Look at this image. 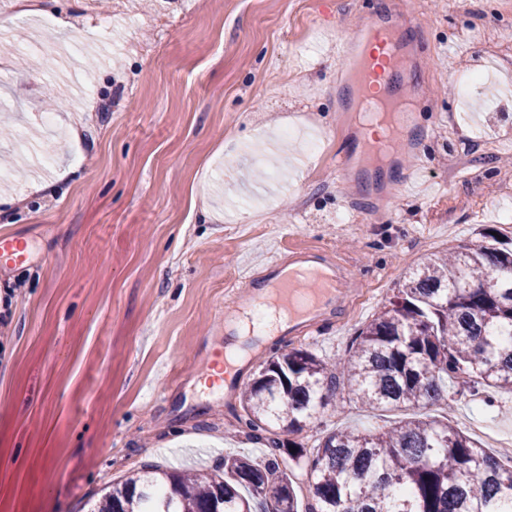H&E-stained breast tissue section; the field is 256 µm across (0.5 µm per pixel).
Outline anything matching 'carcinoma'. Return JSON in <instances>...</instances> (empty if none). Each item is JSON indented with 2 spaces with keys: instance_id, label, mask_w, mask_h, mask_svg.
I'll list each match as a JSON object with an SVG mask.
<instances>
[{
  "instance_id": "obj_1",
  "label": "carcinoma",
  "mask_w": 512,
  "mask_h": 512,
  "mask_svg": "<svg viewBox=\"0 0 512 512\" xmlns=\"http://www.w3.org/2000/svg\"><path fill=\"white\" fill-rule=\"evenodd\" d=\"M482 244L423 259L334 362L276 349L241 396V423L262 439L317 419L336 374L368 409H424L451 394L512 392V249ZM263 465L224 457V474L146 471L112 488L93 512H301L278 455L303 465L307 512H512V465L463 430L409 417L385 430L336 428L307 446L268 438Z\"/></svg>"
}]
</instances>
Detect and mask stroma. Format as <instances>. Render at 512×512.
<instances>
[{
  "mask_svg": "<svg viewBox=\"0 0 512 512\" xmlns=\"http://www.w3.org/2000/svg\"><path fill=\"white\" fill-rule=\"evenodd\" d=\"M0 9V234H26L30 261L0 267V512H92L112 480L160 466L220 473L228 453L263 462L267 440L240 423L241 393L272 348L334 360L429 254L512 239L499 207L512 193V103L487 112L512 78V0H20ZM409 11L411 122L376 175L354 153L362 127L348 79L366 18ZM66 26H59V19ZM351 52L338 57L337 33ZM501 53L490 89L460 86L485 51ZM88 101L72 137L75 107ZM52 124H43V113ZM295 125L296 137L281 135ZM475 132L471 172L448 176L455 129ZM322 154L307 149L310 137ZM353 153L336 176L337 155ZM426 158L414 195L393 185ZM353 213L337 224L336 212ZM346 267L339 311L313 332L250 338L230 386L201 372L224 352L226 321L251 308L243 271L272 251ZM431 418L512 461V394L452 396ZM346 389L301 433L380 428Z\"/></svg>",
  "mask_w": 512,
  "mask_h": 512,
  "instance_id": "1",
  "label": "stroma"
}]
</instances>
